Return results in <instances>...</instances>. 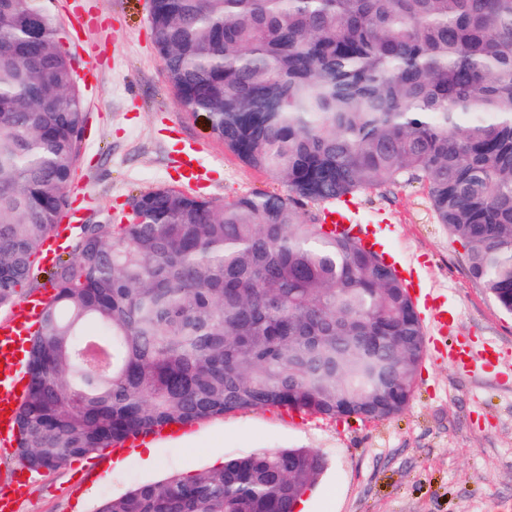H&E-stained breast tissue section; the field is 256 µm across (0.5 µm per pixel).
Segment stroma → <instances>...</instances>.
Returning <instances> with one entry per match:
<instances>
[{
  "label": "stroma",
  "instance_id": "1",
  "mask_svg": "<svg viewBox=\"0 0 512 512\" xmlns=\"http://www.w3.org/2000/svg\"><path fill=\"white\" fill-rule=\"evenodd\" d=\"M79 68L86 139L69 187L78 224H117L131 197L181 187V161L205 171L198 195L228 202L253 191L284 192L269 174L244 165L213 140L204 117L188 114L154 50L148 0H41ZM365 224L381 226L397 261L415 259L422 293L444 298L455 321L444 335L425 325V354L413 397L399 415L360 422L289 417L275 409L224 416L186 427V447L153 437L117 455L74 459L18 485L13 450H0V493L17 512H96L106 499L171 475L222 466L260 448H312L326 468L304 512H512V315L468 271L464 250L438 224L423 184L405 181L361 191ZM38 258L20 302L53 293L50 274L67 250L55 238ZM464 348L465 362L448 353Z\"/></svg>",
  "mask_w": 512,
  "mask_h": 512
}]
</instances>
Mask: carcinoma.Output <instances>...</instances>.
<instances>
[{
	"mask_svg": "<svg viewBox=\"0 0 512 512\" xmlns=\"http://www.w3.org/2000/svg\"><path fill=\"white\" fill-rule=\"evenodd\" d=\"M151 28L185 110L286 192L157 188L118 230L84 226L30 339L16 458L31 472L236 412H403L416 304L309 203L425 183L512 312V0H151ZM87 120L38 0H0V307L69 206ZM324 469L308 448L260 449L96 512H295Z\"/></svg>",
	"mask_w": 512,
	"mask_h": 512,
	"instance_id": "1",
	"label": "carcinoma"
}]
</instances>
